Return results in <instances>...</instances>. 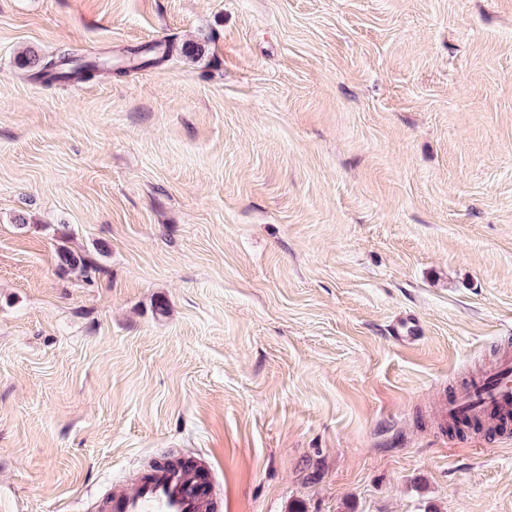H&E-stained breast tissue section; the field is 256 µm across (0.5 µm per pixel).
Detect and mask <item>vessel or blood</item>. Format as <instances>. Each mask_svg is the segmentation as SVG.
<instances>
[{
  "label": "vessel or blood",
  "mask_w": 512,
  "mask_h": 512,
  "mask_svg": "<svg viewBox=\"0 0 512 512\" xmlns=\"http://www.w3.org/2000/svg\"><path fill=\"white\" fill-rule=\"evenodd\" d=\"M443 422L466 421L493 428L512 420V348L503 347L495 364L471 377L453 400L442 405ZM196 467L177 459L161 460L141 473L134 491L100 499L97 512H210Z\"/></svg>",
  "instance_id": "1"
}]
</instances>
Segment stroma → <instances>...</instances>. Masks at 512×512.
Here are the masks:
<instances>
[{"label":"stroma","instance_id":"1","mask_svg":"<svg viewBox=\"0 0 512 512\" xmlns=\"http://www.w3.org/2000/svg\"><path fill=\"white\" fill-rule=\"evenodd\" d=\"M505 345L512 0H0V512L169 455L217 512H512V431L436 416ZM100 66L97 61H86L73 58L66 52H61L42 64L38 73L48 80L76 77L87 80L95 76ZM58 271L62 276H74L86 283L93 282L97 267L81 254L62 249L58 252Z\"/></svg>","mask_w":512,"mask_h":512}]
</instances>
